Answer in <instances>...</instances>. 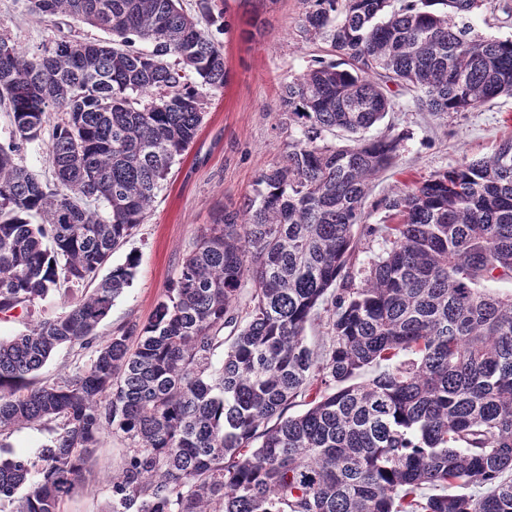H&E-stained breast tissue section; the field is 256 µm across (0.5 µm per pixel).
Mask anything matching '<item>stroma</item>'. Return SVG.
Here are the masks:
<instances>
[{
	"mask_svg": "<svg viewBox=\"0 0 512 512\" xmlns=\"http://www.w3.org/2000/svg\"><path fill=\"white\" fill-rule=\"evenodd\" d=\"M231 24L222 34L227 81L207 112L195 142L172 166L144 224L113 253L112 265L136 256L134 278L116 300L107 335L131 322H146L157 300L205 225L216 212L251 194L261 169L281 160L292 134L281 124L284 83L302 75L322 53L306 41L299 23L302 0H224ZM0 33L19 48L36 50L61 38L106 40V33L66 17L30 19L23 0H0ZM400 139L398 157L368 199L369 223L392 217L379 202L405 184L429 178L465 160L492 155L512 139V97H500L471 112L434 115L408 107L390 113L373 135ZM125 453L120 437L106 435L96 448L94 477L66 499L61 512H107L104 483Z\"/></svg>",
	"mask_w": 512,
	"mask_h": 512,
	"instance_id": "1",
	"label": "stroma"
}]
</instances>
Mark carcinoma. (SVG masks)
<instances>
[{
	"instance_id": "carcinoma-1",
	"label": "carcinoma",
	"mask_w": 512,
	"mask_h": 512,
	"mask_svg": "<svg viewBox=\"0 0 512 512\" xmlns=\"http://www.w3.org/2000/svg\"><path fill=\"white\" fill-rule=\"evenodd\" d=\"M484 2L303 0L330 60L282 86L300 136L202 230L149 320L101 340L137 258L99 273L224 89L228 22L218 0H27L111 39L30 54L0 34V317L69 300L0 339V437L53 432L36 456L0 443V512H60L106 434L126 445L111 512H512V294L488 288L512 281V139L385 197L398 223H366L400 144L365 136L403 109L386 85L422 112L512 97V39L472 22ZM46 136L41 180L22 152ZM357 226L385 244L359 282ZM66 343L89 362L34 382Z\"/></svg>"
}]
</instances>
